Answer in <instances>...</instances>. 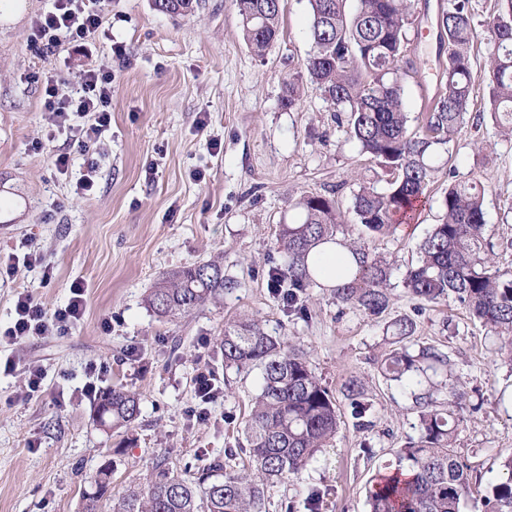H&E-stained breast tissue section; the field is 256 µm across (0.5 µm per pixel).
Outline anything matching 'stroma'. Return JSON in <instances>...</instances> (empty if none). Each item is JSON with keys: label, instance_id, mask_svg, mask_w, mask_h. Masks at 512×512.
<instances>
[{"label": "stroma", "instance_id": "stroma-1", "mask_svg": "<svg viewBox=\"0 0 512 512\" xmlns=\"http://www.w3.org/2000/svg\"><path fill=\"white\" fill-rule=\"evenodd\" d=\"M443 2L411 0L407 38L424 64L419 76L403 81L413 117L438 88L435 17ZM49 6L13 0L0 11V256L28 240L53 268L46 285L24 269L0 282V324L10 322L22 288L51 311L80 280L87 308L67 335L0 348L1 358L45 372L41 392L30 399L21 396L22 376L0 373V512H85L90 477L108 459L116 496L144 484L162 455L190 476L216 458L225 471L242 469L247 458L239 448L261 371L225 369L218 340L227 323L245 315L306 354L333 394L351 377L363 379L368 405L363 427L340 401L336 437L301 475L268 487L265 512H367L370 479L394 470L396 449L418 434L409 396L377 370L393 348L391 324L402 317L416 324L411 343L448 353L468 392L455 442L471 466L472 493L461 512H486V487L512 454V365L455 299L427 304L402 286L439 220L448 185L472 179L486 189L483 236L494 265L512 271V128L492 120L486 83L475 85L481 111L471 112L431 159L426 202L411 223L365 239L392 266L389 309L370 317L340 308L327 288H309L300 296L308 309L303 318L284 311L268 282L280 260V225L299 222L302 194L340 188L346 209L358 185L388 187L314 86H303L295 108L281 103L286 84L305 73L307 0H284L282 32L261 58L243 39L236 0H198L192 13L176 17L154 10L152 0H102L104 34L93 55L72 50L56 61L70 89L87 65L114 74L110 147L86 199L52 175L48 152L33 149L44 134L41 86L33 77L47 63L30 47V27ZM116 43L125 60L115 58ZM216 258L236 283L223 297L169 319L147 308L145 298L163 274ZM200 360L213 369L221 393L209 421L198 425L187 412L196 403ZM90 384L138 394L133 431L96 426V399L85 393Z\"/></svg>", "mask_w": 512, "mask_h": 512}]
</instances>
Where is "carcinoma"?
I'll return each instance as SVG.
<instances>
[{"mask_svg":"<svg viewBox=\"0 0 512 512\" xmlns=\"http://www.w3.org/2000/svg\"><path fill=\"white\" fill-rule=\"evenodd\" d=\"M244 40L262 57L277 41L282 0H236ZM312 52L306 78L336 112L347 114V126L360 151L391 175L389 187L377 192L361 186L352 194L349 212L341 210L336 192L309 193L296 202L301 220L281 224L277 233L282 263L271 269V287L282 290L288 311L297 306V292L317 286L308 257L319 245L336 243L347 225L361 234H388L426 199L429 159L461 129L470 111L475 77L471 47L477 32L470 0H448L437 17L440 86L423 123L413 126L405 110L402 79L414 69L405 57L408 44V0H307ZM493 14L485 78L490 87L492 119L512 127V0ZM196 0H153L155 10L184 15ZM484 185L467 181L448 186L440 222L419 246L418 262L407 268L403 285L414 298L438 303L452 295L471 317L492 333L498 355L512 363V274L493 268L485 251ZM356 268L344 266L345 281L330 288L337 305L370 316L390 306L391 267L365 243L342 239ZM235 287L224 277L221 262L181 266L156 283L147 307L165 318L188 313ZM398 341L412 336L416 324L406 318L392 323ZM219 349L224 367L261 370V390L245 423L248 464L234 473L213 460L189 479L155 460L151 477L114 500L112 512H262L265 490L289 475H298L316 453L335 437L339 427L336 397L322 384L305 354L269 335L261 323L243 317L224 326ZM451 360L426 344L412 352L404 345L381 362L380 373L411 399L420 435L396 450L398 468L369 481V512H461L470 493V466L454 449L466 408L467 392L448 374ZM446 398L438 399L442 390ZM342 396L362 416L365 387L350 379ZM108 412L113 429L133 428L140 415L136 394L124 386L103 393L94 412ZM492 512H512V455L501 462V476L485 496Z\"/></svg>","mask_w":512,"mask_h":512,"instance_id":"obj_1","label":"carcinoma"}]
</instances>
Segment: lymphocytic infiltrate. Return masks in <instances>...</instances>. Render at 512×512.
Listing matches in <instances>:
<instances>
[{"label": "lymphocytic infiltrate", "instance_id": "1", "mask_svg": "<svg viewBox=\"0 0 512 512\" xmlns=\"http://www.w3.org/2000/svg\"><path fill=\"white\" fill-rule=\"evenodd\" d=\"M101 15L94 0H53L50 10L36 15L31 22V44L35 52L48 60L41 73L42 110L47 130L35 149L53 143L63 136L67 148L53 152L51 167L56 175H69L74 154L86 155L87 160L73 184L76 196L87 198L97 187L98 156L107 151L106 134L111 125L109 107L112 102V70L104 66H89L79 77L76 91L63 92L64 77L53 59L72 47H79L95 37L101 28ZM70 296L64 306L47 311L27 290L17 292L15 318L0 329V339L18 345L36 336H62L80 323L87 303L83 281H73Z\"/></svg>", "mask_w": 512, "mask_h": 512}]
</instances>
